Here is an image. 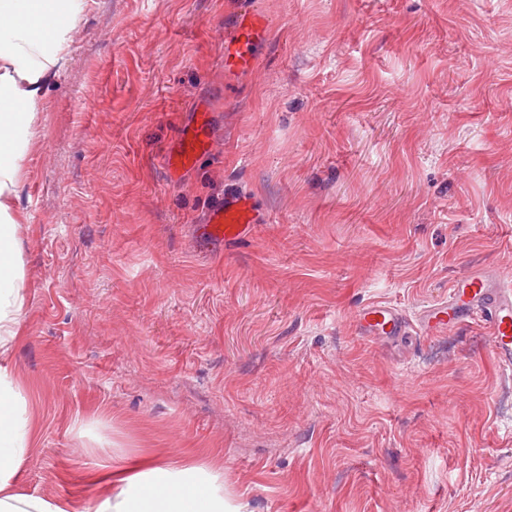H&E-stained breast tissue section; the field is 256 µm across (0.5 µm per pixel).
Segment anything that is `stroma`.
<instances>
[{"label": "stroma", "instance_id": "stroma-1", "mask_svg": "<svg viewBox=\"0 0 512 512\" xmlns=\"http://www.w3.org/2000/svg\"><path fill=\"white\" fill-rule=\"evenodd\" d=\"M271 21L224 84V21ZM211 155L165 167L190 109ZM22 489L195 459L249 512H512L487 324L381 342L471 270L512 284V0H87L20 175ZM267 220L226 243L224 192Z\"/></svg>", "mask_w": 512, "mask_h": 512}]
</instances>
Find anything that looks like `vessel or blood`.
<instances>
[{"instance_id":"obj_1","label":"vessel or blood","mask_w":512,"mask_h":512,"mask_svg":"<svg viewBox=\"0 0 512 512\" xmlns=\"http://www.w3.org/2000/svg\"><path fill=\"white\" fill-rule=\"evenodd\" d=\"M271 29L268 17L247 9L224 24V75L233 78L253 72L259 65L263 38ZM214 144V114L194 108L184 123L176 150L165 160L170 174L196 167L211 154ZM262 216L252 194L230 191L214 204L205 218L210 236L230 242L241 237L248 225ZM484 322L491 330L492 349L500 368L512 369V288L500 276L470 271L455 279L447 300L430 305L408 321L399 309L387 304H369L356 316L358 329L367 336H427L467 322Z\"/></svg>"}]
</instances>
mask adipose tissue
Masks as SVG:
<instances>
[{
    "label": "adipose tissue",
    "instance_id": "ef3b65f1",
    "mask_svg": "<svg viewBox=\"0 0 512 512\" xmlns=\"http://www.w3.org/2000/svg\"><path fill=\"white\" fill-rule=\"evenodd\" d=\"M85 2L0 0V512H243L227 503L213 468L192 460L109 465L116 493L97 496L80 511L69 501L16 488L35 430L27 397L5 359L27 302L13 211L43 91L65 60Z\"/></svg>",
    "mask_w": 512,
    "mask_h": 512
}]
</instances>
